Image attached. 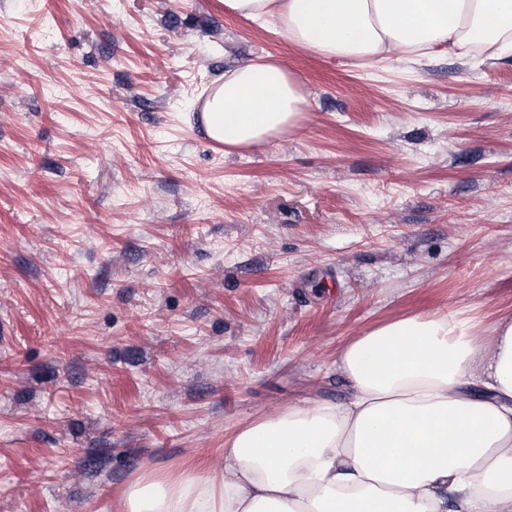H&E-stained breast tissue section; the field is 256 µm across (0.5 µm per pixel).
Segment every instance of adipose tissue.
<instances>
[{"instance_id": "1", "label": "adipose tissue", "mask_w": 512, "mask_h": 512, "mask_svg": "<svg viewBox=\"0 0 512 512\" xmlns=\"http://www.w3.org/2000/svg\"><path fill=\"white\" fill-rule=\"evenodd\" d=\"M224 4L326 57L512 51V0ZM305 104L287 61L271 57L213 82L202 121L231 151L296 126ZM340 362L349 402L254 421L225 440L218 477L143 475L122 512H512L511 316L487 341L463 321L399 319L356 338Z\"/></svg>"}]
</instances>
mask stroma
<instances>
[{
    "mask_svg": "<svg viewBox=\"0 0 512 512\" xmlns=\"http://www.w3.org/2000/svg\"><path fill=\"white\" fill-rule=\"evenodd\" d=\"M287 57L299 127L224 152L202 89ZM512 314V55L311 54L224 0H0V512L340 404L357 336Z\"/></svg>",
    "mask_w": 512,
    "mask_h": 512,
    "instance_id": "stroma-1",
    "label": "stroma"
}]
</instances>
